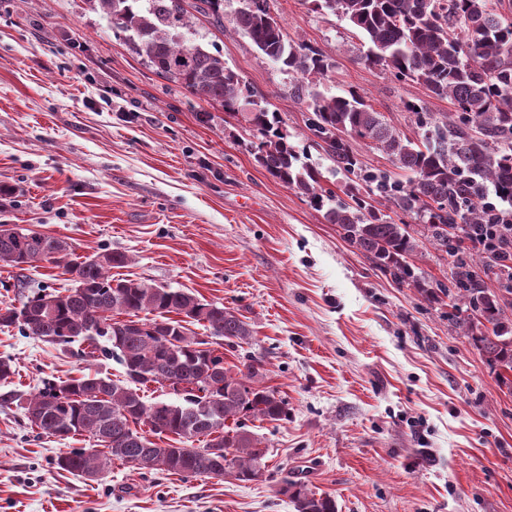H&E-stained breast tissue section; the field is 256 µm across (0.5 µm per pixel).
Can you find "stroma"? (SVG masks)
<instances>
[{
	"instance_id": "35a3bbf8",
	"label": "stroma",
	"mask_w": 512,
	"mask_h": 512,
	"mask_svg": "<svg viewBox=\"0 0 512 512\" xmlns=\"http://www.w3.org/2000/svg\"><path fill=\"white\" fill-rule=\"evenodd\" d=\"M288 38L332 63L319 93L356 90L418 141L406 102L434 116L449 100L366 64V40L312 0H269ZM195 16L183 35L220 53L341 195L346 178L310 145L309 96L296 75L233 29ZM248 128L191 98L129 50L90 0H0V224L66 239L79 257L132 256L113 278L181 289L242 314L264 386L287 420L253 421L268 470L253 482L151 474L112 464L95 479L57 465L85 436L34 430L0 406V512H294L284 479L334 497L337 512H512V392L462 331L447 302L375 271L306 197L250 154ZM73 276L46 262L0 266V308ZM15 373L0 394L84 374L119 379L111 359L0 327Z\"/></svg>"
}]
</instances>
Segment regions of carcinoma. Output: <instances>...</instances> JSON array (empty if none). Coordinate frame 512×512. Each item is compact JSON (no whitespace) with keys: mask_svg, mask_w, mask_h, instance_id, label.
Returning a JSON list of instances; mask_svg holds the SVG:
<instances>
[{"mask_svg":"<svg viewBox=\"0 0 512 512\" xmlns=\"http://www.w3.org/2000/svg\"><path fill=\"white\" fill-rule=\"evenodd\" d=\"M112 29L157 75L191 97L220 106L250 126L258 164L274 179L323 207L322 173L300 156L283 130V120L232 69L220 53L187 43L191 26L185 0H92ZM316 8L347 21L369 44L365 61L398 80L416 82L431 96L448 99L454 111L441 119L422 103L407 110L424 129L417 143L390 126L358 93L312 95L308 129L336 165L355 180L344 185V200L325 212L343 238L382 274L429 297L440 292L456 299L448 320L462 329L499 371L512 372V21L491 0H313ZM194 11L224 28V0H198ZM234 29L268 59L297 75L291 92L315 85L330 71L328 57L303 41L288 39L269 8L250 0L234 14ZM362 141L410 174L402 182L386 171L362 169L351 142ZM386 203L414 216L412 234L379 208ZM430 245L456 258L451 286L425 287L412 259ZM62 238L0 224V264L19 268L66 261L75 274L64 291L45 288L19 307L0 311V325L17 326L29 337L58 345L87 344L86 357L113 358L124 378L84 374L48 382L26 399L11 393L0 402L25 401L27 419H42L43 433L61 439L93 436L103 450L72 448L57 465L72 474H99L112 463L137 464L160 458L167 474L232 477L253 481L266 468L254 420L288 418L286 401L260 385V359L247 355L224 367L214 343L186 333L197 323L209 337L230 347L250 344L251 325L234 310L203 302L195 294L134 279H112L110 271L130 257L105 250L70 261ZM492 272L499 288L484 286L478 268ZM53 298L51 310L42 301ZM177 318L170 317V314ZM151 384H178V402L144 401ZM195 432L205 439L188 450L150 439ZM295 512H337L336 501L300 480H285Z\"/></svg>","mask_w":512,"mask_h":512,"instance_id":"obj_1","label":"carcinoma"}]
</instances>
